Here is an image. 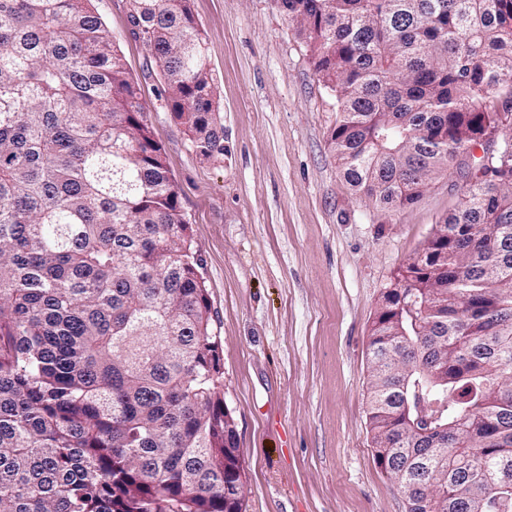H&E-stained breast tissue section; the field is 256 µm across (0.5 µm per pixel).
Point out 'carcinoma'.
<instances>
[{
	"instance_id": "carcinoma-1",
	"label": "carcinoma",
	"mask_w": 512,
	"mask_h": 512,
	"mask_svg": "<svg viewBox=\"0 0 512 512\" xmlns=\"http://www.w3.org/2000/svg\"><path fill=\"white\" fill-rule=\"evenodd\" d=\"M131 2L193 151L224 156L189 0ZM277 2L380 210L512 118V0ZM144 112L92 0H0V512H244L223 349ZM465 187L423 247L444 267L412 258L370 329L374 458L405 512H512V139Z\"/></svg>"
}]
</instances>
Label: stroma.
<instances>
[{
    "label": "stroma",
    "instance_id": "obj_1",
    "mask_svg": "<svg viewBox=\"0 0 512 512\" xmlns=\"http://www.w3.org/2000/svg\"><path fill=\"white\" fill-rule=\"evenodd\" d=\"M93 6L141 87L201 259L245 512H405L366 419L370 328L463 179L443 171L391 214L356 196L329 141L334 97L275 0H190L224 116L223 159L201 161L128 0Z\"/></svg>",
    "mask_w": 512,
    "mask_h": 512
}]
</instances>
